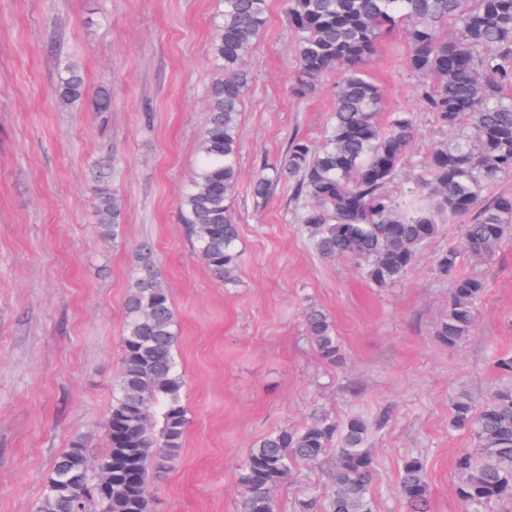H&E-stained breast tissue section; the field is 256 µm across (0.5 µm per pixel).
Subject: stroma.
<instances>
[{"label":"stroma","instance_id":"1","mask_svg":"<svg viewBox=\"0 0 512 512\" xmlns=\"http://www.w3.org/2000/svg\"><path fill=\"white\" fill-rule=\"evenodd\" d=\"M284 8L269 0L250 58L229 200L243 256L226 285L196 257L177 214L208 117L218 0H0V512H35L74 435L91 461L105 455L125 304L145 245L177 318L189 412L177 466L150 484L152 512H240L238 474L255 440L354 414L382 423L372 444L375 512H406L397 486L412 456L426 463L430 512H463L454 458L471 438L451 428L452 403L483 404L502 383L494 361L512 353V239L461 264L485 290L473 335L451 347L436 337L450 288L436 267L461 247V221H444L403 281L381 289L355 261L315 252L287 183L253 198V179L293 139L320 142L334 105V73L309 97L290 92ZM69 61L86 92L64 104L55 86ZM366 74L384 93L380 120L398 110L417 117L390 186L397 196L449 135L421 103L403 31L382 37ZM103 88L104 112L95 103ZM101 184L122 201L115 240L92 222ZM311 306L334 322L342 365L322 363L310 345ZM331 469L298 466L273 492L276 512L326 492Z\"/></svg>","mask_w":512,"mask_h":512}]
</instances>
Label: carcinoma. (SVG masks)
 Listing matches in <instances>:
<instances>
[{"mask_svg": "<svg viewBox=\"0 0 512 512\" xmlns=\"http://www.w3.org/2000/svg\"><path fill=\"white\" fill-rule=\"evenodd\" d=\"M209 54L217 75L206 95L208 122L192 185L178 215L193 247L220 282L235 281L241 253L239 225L228 201L239 169L240 112L249 91V60L266 26L268 0H219ZM294 32L297 97L316 92L337 69L335 106L319 145L295 138L252 184L266 200L288 183L299 220L323 259H353L378 288L402 281L418 250L434 240L441 221L466 217L462 249L450 248L437 271L450 278L446 318L437 336L455 347L472 333L484 286L458 274L464 255L489 258L512 237V194H488L512 175V0H286ZM451 35L442 32L448 19ZM403 28L409 67L429 78L420 97L438 124L456 132L428 156L424 175L400 197L389 191L415 140L416 117L396 111L378 120L381 88L364 64L381 36ZM84 79L71 63L60 73L57 95L65 104L82 97ZM121 202L100 190L93 213L101 236L117 238ZM308 338L320 359L342 361L335 328L318 309L306 313ZM178 324L171 297L150 252L143 253L126 299L117 395L106 421L108 450L90 476L84 440L72 437L56 459L36 512H150V475L177 463L188 425L185 381L178 372ZM508 382L474 408L464 398L453 424L472 437L455 457L456 494L465 512H490L512 504V356L497 360ZM373 424L360 415L341 423L321 419L302 428L281 427L251 446L238 482L242 512H275L272 490L298 463L317 464L335 451L336 465L325 512H374ZM408 512H428L426 464L408 459L398 483Z\"/></svg>", "mask_w": 512, "mask_h": 512, "instance_id": "1", "label": "carcinoma"}]
</instances>
